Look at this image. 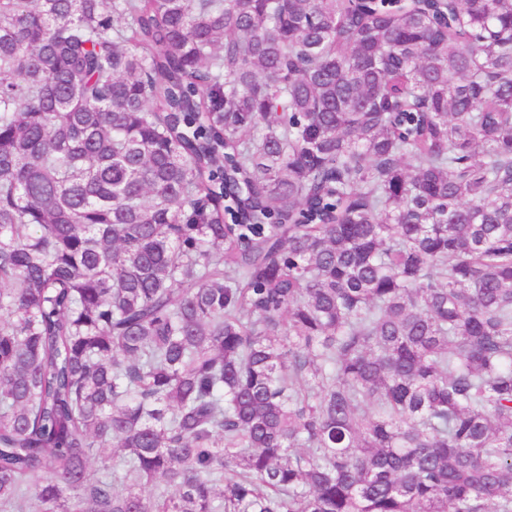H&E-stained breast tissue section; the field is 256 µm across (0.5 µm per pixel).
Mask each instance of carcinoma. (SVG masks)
Segmentation results:
<instances>
[{
  "label": "carcinoma",
  "mask_w": 512,
  "mask_h": 512,
  "mask_svg": "<svg viewBox=\"0 0 512 512\" xmlns=\"http://www.w3.org/2000/svg\"><path fill=\"white\" fill-rule=\"evenodd\" d=\"M0 512H512V0H0Z\"/></svg>",
  "instance_id": "obj_1"
}]
</instances>
